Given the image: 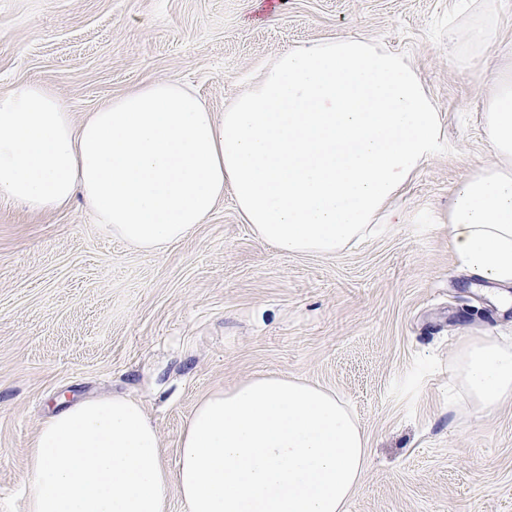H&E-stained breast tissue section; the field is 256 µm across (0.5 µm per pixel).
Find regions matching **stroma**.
<instances>
[{
	"instance_id": "stroma-1",
	"label": "stroma",
	"mask_w": 512,
	"mask_h": 512,
	"mask_svg": "<svg viewBox=\"0 0 512 512\" xmlns=\"http://www.w3.org/2000/svg\"><path fill=\"white\" fill-rule=\"evenodd\" d=\"M349 34L415 67L443 138L392 201L400 223L336 255L261 244L229 193L155 253L78 202H0V512H27L29 448L59 399L136 400L172 466L202 397L268 373L356 415L369 457L346 512H512V403L476 412L455 367L472 337L512 341V307L448 239L455 190L494 161L484 108L512 65V0H0V90L43 83L78 121L170 79L220 116L278 52Z\"/></svg>"
}]
</instances>
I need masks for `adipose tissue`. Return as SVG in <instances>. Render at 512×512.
Here are the masks:
<instances>
[{
	"label": "adipose tissue",
	"mask_w": 512,
	"mask_h": 512,
	"mask_svg": "<svg viewBox=\"0 0 512 512\" xmlns=\"http://www.w3.org/2000/svg\"><path fill=\"white\" fill-rule=\"evenodd\" d=\"M485 108L494 161L448 213L462 261L512 285V70ZM441 143V120L399 55L344 37L281 51L216 118L179 82L150 79L74 121L48 86L0 91V201L35 213L82 197L96 223L156 252L190 236L232 193L256 239L333 256L392 218L388 204ZM478 412L512 399V345L483 336L456 357ZM368 459L335 392L285 374L214 391L195 406L175 467L153 422L124 397L47 417L30 450L28 512H344Z\"/></svg>",
	"instance_id": "1"
}]
</instances>
